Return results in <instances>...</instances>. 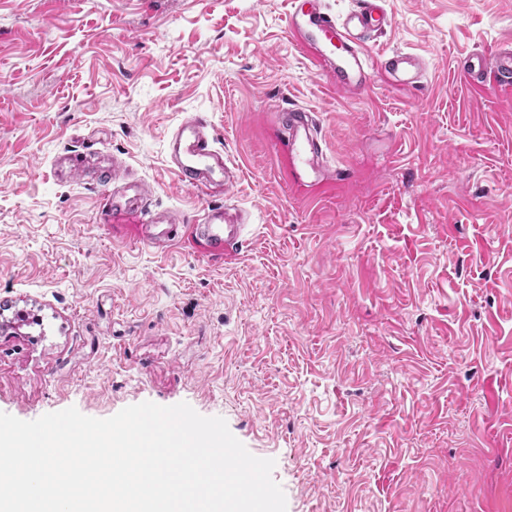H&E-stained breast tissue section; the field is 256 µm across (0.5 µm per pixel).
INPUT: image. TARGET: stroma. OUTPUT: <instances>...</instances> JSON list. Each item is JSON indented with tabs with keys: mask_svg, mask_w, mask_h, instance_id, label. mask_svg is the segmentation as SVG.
I'll use <instances>...</instances> for the list:
<instances>
[{
	"mask_svg": "<svg viewBox=\"0 0 512 512\" xmlns=\"http://www.w3.org/2000/svg\"><path fill=\"white\" fill-rule=\"evenodd\" d=\"M289 7L0 0V412L185 402L275 459L287 512H512V90L463 74L512 43V0H386L369 53L419 54L422 84L347 94ZM292 104L335 190L284 177ZM194 116L239 170L232 263L100 220L113 165L201 214L167 162Z\"/></svg>",
	"mask_w": 512,
	"mask_h": 512,
	"instance_id": "stroma-1",
	"label": "stroma"
}]
</instances>
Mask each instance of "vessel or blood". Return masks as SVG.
<instances>
[{
  "instance_id": "b4317fda",
  "label": "vessel or blood",
  "mask_w": 512,
  "mask_h": 512,
  "mask_svg": "<svg viewBox=\"0 0 512 512\" xmlns=\"http://www.w3.org/2000/svg\"><path fill=\"white\" fill-rule=\"evenodd\" d=\"M385 0H356L344 17L327 12L322 0H291L288 12V34L296 46L320 66L329 85L336 90L363 89L375 70L386 71L394 85L419 86L424 73L422 58L410 52H395L373 59L370 42L388 24ZM468 84L481 89L485 79L500 88L512 89V48L498 49L483 60L480 73H466ZM322 137L314 115L294 106L288 113L287 170L290 178L306 176L328 183L332 172L321 146ZM169 164L181 185L211 198L213 206L202 215L188 220L184 232L188 237L204 241L207 252L215 257L233 260L242 247L244 222L236 207L221 204L236 182L234 167L228 165L223 150L217 149L198 119L180 123L168 142ZM148 192L113 190L103 198L101 219L136 216L140 225L157 224L158 219L147 207Z\"/></svg>"
}]
</instances>
